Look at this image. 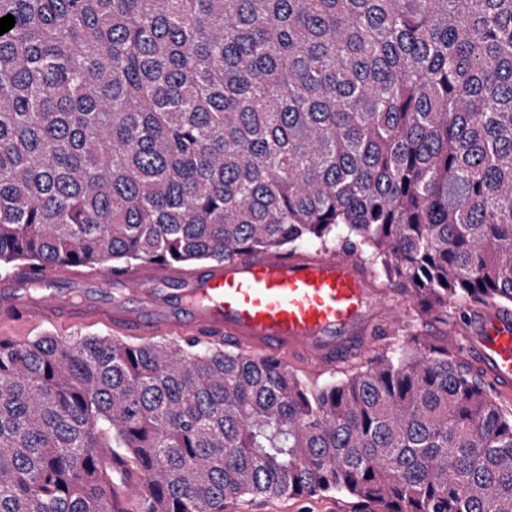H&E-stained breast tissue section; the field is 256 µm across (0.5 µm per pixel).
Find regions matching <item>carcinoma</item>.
<instances>
[{
	"instance_id": "carcinoma-1",
	"label": "carcinoma",
	"mask_w": 512,
	"mask_h": 512,
	"mask_svg": "<svg viewBox=\"0 0 512 512\" xmlns=\"http://www.w3.org/2000/svg\"><path fill=\"white\" fill-rule=\"evenodd\" d=\"M0 273L342 246L425 312L512 304V0H0ZM274 358L0 338V512L337 493L512 512V412L413 338Z\"/></svg>"
}]
</instances>
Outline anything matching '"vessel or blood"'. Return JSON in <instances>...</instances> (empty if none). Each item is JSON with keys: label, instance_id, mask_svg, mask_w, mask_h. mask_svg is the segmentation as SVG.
<instances>
[{"label": "vessel or blood", "instance_id": "vessel-or-blood-1", "mask_svg": "<svg viewBox=\"0 0 512 512\" xmlns=\"http://www.w3.org/2000/svg\"><path fill=\"white\" fill-rule=\"evenodd\" d=\"M381 292L356 255L254 251L196 269L159 262L119 278L73 265L0 278V312L32 324H104L126 336L222 337L256 356L331 366L372 330ZM474 357L512 392V313L478 317Z\"/></svg>", "mask_w": 512, "mask_h": 512}]
</instances>
